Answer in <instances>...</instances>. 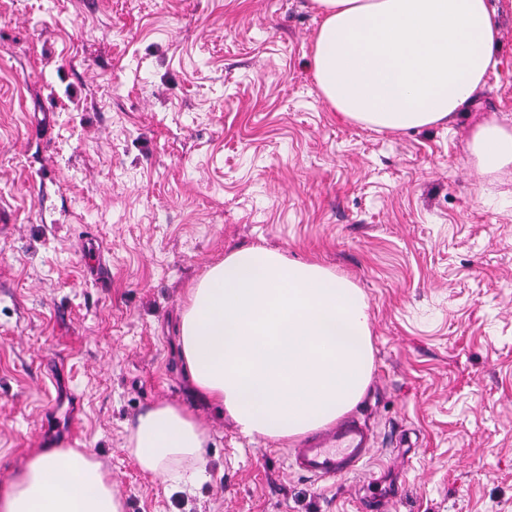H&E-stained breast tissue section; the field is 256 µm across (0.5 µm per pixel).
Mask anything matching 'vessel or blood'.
<instances>
[{"mask_svg": "<svg viewBox=\"0 0 512 512\" xmlns=\"http://www.w3.org/2000/svg\"><path fill=\"white\" fill-rule=\"evenodd\" d=\"M370 431L358 419H340L291 448L290 466L319 481L358 472L373 452Z\"/></svg>", "mask_w": 512, "mask_h": 512, "instance_id": "b4317fda", "label": "vessel or blood"}]
</instances>
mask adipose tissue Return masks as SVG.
<instances>
[{"mask_svg":"<svg viewBox=\"0 0 512 512\" xmlns=\"http://www.w3.org/2000/svg\"><path fill=\"white\" fill-rule=\"evenodd\" d=\"M316 84L341 115L406 131L452 121L496 74L490 0H312ZM485 172L512 170V128L478 124ZM184 368L249 438L297 440L353 409L372 376L368 304L350 279L263 246L233 249L188 292ZM205 432L184 408L141 413L129 452L168 479L204 471ZM0 512H125L101 463L74 449L29 458L0 484Z\"/></svg>","mask_w":512,"mask_h":512,"instance_id":"obj_1","label":"adipose tissue"}]
</instances>
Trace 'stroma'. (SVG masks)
Here are the masks:
<instances>
[{
    "mask_svg": "<svg viewBox=\"0 0 512 512\" xmlns=\"http://www.w3.org/2000/svg\"><path fill=\"white\" fill-rule=\"evenodd\" d=\"M492 2L498 77L394 132L322 96L311 0H0V482L69 447L127 512H512V175L469 152L482 121L512 127V0ZM255 244L366 297L359 472L302 476L183 374L188 289ZM158 404L207 432L195 484L127 450Z\"/></svg>",
    "mask_w": 512,
    "mask_h": 512,
    "instance_id": "35a3bbf8",
    "label": "stroma"
}]
</instances>
